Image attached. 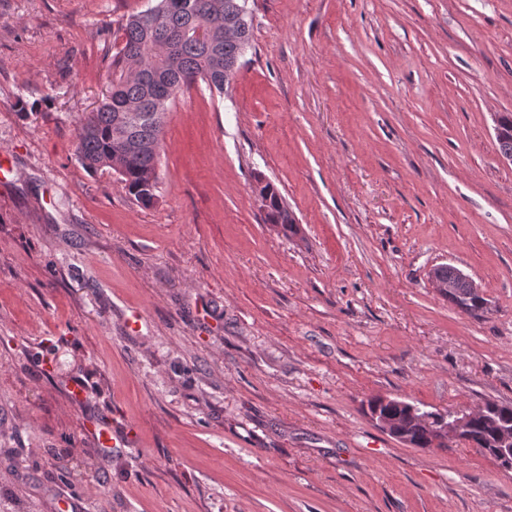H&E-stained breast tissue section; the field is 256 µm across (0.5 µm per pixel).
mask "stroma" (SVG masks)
Instances as JSON below:
<instances>
[{"label":"stroma","instance_id":"1","mask_svg":"<svg viewBox=\"0 0 512 512\" xmlns=\"http://www.w3.org/2000/svg\"><path fill=\"white\" fill-rule=\"evenodd\" d=\"M153 3L0 0V512H512V470L367 412L512 406V0H248L237 76L170 105L145 207L74 142ZM260 197L266 221L269 224H280L286 233L293 232L296 228L293 213L271 183L266 182L261 186ZM437 272L444 280L454 281L456 284V291L450 299L462 310L477 315L478 312L484 311V303L486 299L480 297L475 293L473 283L464 279L465 274L450 265L438 266Z\"/></svg>","mask_w":512,"mask_h":512}]
</instances>
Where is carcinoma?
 Masks as SVG:
<instances>
[{
	"instance_id": "carcinoma-1",
	"label": "carcinoma",
	"mask_w": 512,
	"mask_h": 512,
	"mask_svg": "<svg viewBox=\"0 0 512 512\" xmlns=\"http://www.w3.org/2000/svg\"><path fill=\"white\" fill-rule=\"evenodd\" d=\"M191 8L178 10L172 0H155L144 11L129 16L119 26L122 44L112 55V79L100 105L76 129L75 155L91 173L111 169L118 173L128 193L149 206L157 198V164L165 124L152 118L166 112L184 91L202 82L209 90L224 93V69L236 68L250 46L252 16L246 0H189ZM203 23L210 28L209 39L200 42L187 31ZM120 112H139L141 120L132 126L116 124ZM266 221L286 232L295 230V218L269 182L260 188ZM444 280L455 282L451 300L470 314L484 311L486 299L475 293L473 283L450 265L437 268ZM392 417L406 427L410 444L418 448L435 445L432 436L413 425L398 407ZM512 423V408L475 419L465 441L476 448H491L499 427Z\"/></svg>"
}]
</instances>
